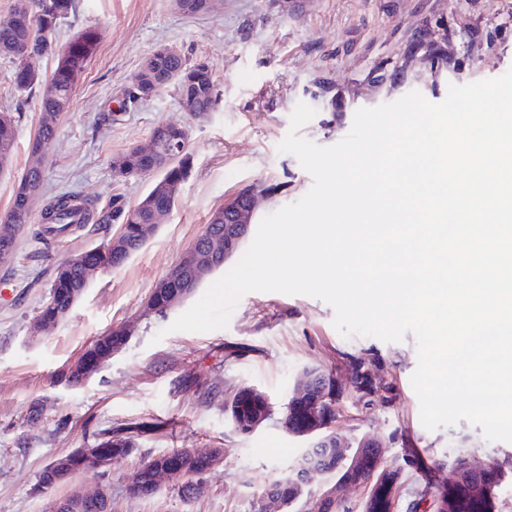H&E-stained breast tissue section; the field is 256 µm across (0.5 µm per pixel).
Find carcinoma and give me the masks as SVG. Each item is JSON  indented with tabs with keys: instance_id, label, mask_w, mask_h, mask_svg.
<instances>
[{
	"instance_id": "cac0c4a2",
	"label": "carcinoma",
	"mask_w": 512,
	"mask_h": 512,
	"mask_svg": "<svg viewBox=\"0 0 512 512\" xmlns=\"http://www.w3.org/2000/svg\"><path fill=\"white\" fill-rule=\"evenodd\" d=\"M73 0H14L13 23L0 27V55L8 56L15 62L14 85L23 92L35 87L44 89L51 83L58 94L49 96L40 94L39 104L42 112L41 122L30 143L32 163L22 174L13 202L6 214L7 223L12 225V233L0 238V248L8 250L15 247V232L31 223V212L27 206V191H34L43 186L45 170L34 162L43 160L44 148L55 138L58 132L57 118L70 106L75 90L82 79L88 60L97 48L96 33L86 28L74 35L65 45H58L57 37L60 25L67 18ZM218 0H177L183 12L194 15H207L217 7ZM36 52L42 56L57 58L54 71L48 78L27 68L25 57ZM147 71H141L135 77L131 87L124 90L121 106L127 103L148 100L160 89L173 86L179 95V104L183 111L195 117L205 115L217 103L216 85L213 73L204 61H189L186 57L167 52L162 46L145 59ZM153 134L161 139L180 143V150L175 156L165 153L161 156L142 157L138 170L143 174L154 171L164 180L172 181L177 189H182L193 169V156L188 148V131L183 126L172 123L159 124ZM16 139V125L11 113L0 112V171L8 168L12 158ZM48 219L42 224L38 235L56 238L65 233L74 224H110L119 223L125 233L127 250L119 256H108L111 268L123 266L127 260L140 251L144 245L142 226L151 223V210L139 203L126 204L119 196H112L107 208L99 211L92 202L74 191H60L52 195L43 210ZM213 237H224V208L215 210L208 221L205 232L197 239L199 243H208ZM167 277L172 287L162 291L152 290L145 306V312L162 316L166 313L169 296L186 297L193 292L187 283L193 276L182 270L172 268ZM85 289L82 271L72 266L54 275L50 290L55 294V305H40L36 320L58 323L57 310L70 305L73 295H81ZM238 403L224 407L233 428L240 434L247 433V427L254 417L268 419L272 411V402L265 391L255 387H243L237 391ZM139 427L128 426L103 434L100 445L112 446V455L124 457L136 447ZM157 458L144 461L136 470L139 487L136 495L149 498L159 495L163 490L159 479L155 478L152 466ZM506 471L494 463L484 473L478 475L480 486L486 487L483 496L469 500L468 512H494L496 491ZM438 486L428 483L418 490L414 498L407 502L406 512H419L424 501ZM280 497L294 505L304 501L305 512H314L312 498L314 494L299 490L290 485L280 490Z\"/></svg>"
}]
</instances>
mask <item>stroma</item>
<instances>
[{
	"label": "stroma",
	"mask_w": 512,
	"mask_h": 512,
	"mask_svg": "<svg viewBox=\"0 0 512 512\" xmlns=\"http://www.w3.org/2000/svg\"><path fill=\"white\" fill-rule=\"evenodd\" d=\"M89 26L98 47L47 148L44 190L31 203L34 221L0 266V512H49V498L37 491L44 466L131 424L143 431L128 456L75 478L87 488L110 486L112 512H256L260 493L287 475L304 446L280 423L298 375L310 366L345 371L353 355L393 384L396 396L389 402L374 397L366 408L345 392L335 429L351 441L368 434L391 441L388 460L401 461L410 451L430 464L428 473L408 470L406 491L428 480L444 484L447 465L463 451L488 463L511 457V442L486 440L481 427L468 422L423 426L411 385L418 363L413 335L394 343L345 337L333 326L329 304L278 292L245 294L227 326L207 332L168 330L201 291L161 318L144 307L226 199L255 184L276 186L258 205L260 220L309 191L311 176L294 155L278 150L298 103L316 111L301 136L331 146L348 134L358 109L413 90L436 104L449 84L501 76L512 68V0H222L202 16L183 13L175 0H74L60 42ZM161 45L209 63L215 111L192 117L167 87L106 123L144 59ZM14 68L0 56V111L12 112L16 123L10 171L0 174V215L29 164L40 119L37 91H16ZM161 123L188 131L194 169L180 203L125 265L90 277L63 322L35 332L54 269L107 243L117 230L84 224L39 240L36 220L48 196L71 190L100 207L115 194L137 203L152 176L117 178L110 161L145 144ZM123 323L132 326L126 345L98 372L76 388L60 382L62 370L94 337ZM243 385L265 390L275 405L248 435L237 433L208 396ZM179 448L226 451L194 498L184 499L174 486L152 498L127 492L146 458Z\"/></svg>",
	"instance_id": "obj_1"
}]
</instances>
